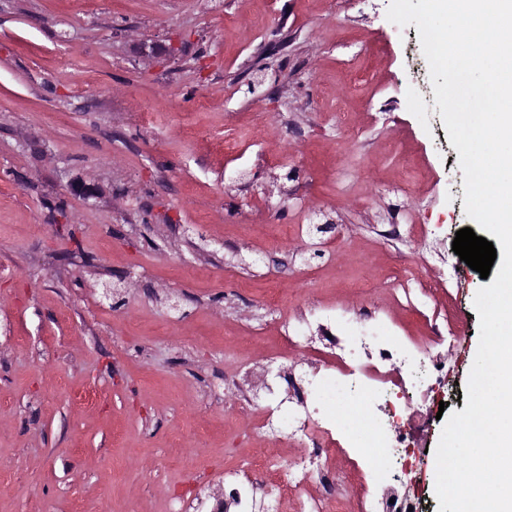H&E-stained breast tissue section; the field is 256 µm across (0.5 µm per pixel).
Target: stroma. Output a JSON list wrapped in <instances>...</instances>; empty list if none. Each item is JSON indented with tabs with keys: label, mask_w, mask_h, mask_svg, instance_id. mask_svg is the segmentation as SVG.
<instances>
[{
	"label": "stroma",
	"mask_w": 512,
	"mask_h": 512,
	"mask_svg": "<svg viewBox=\"0 0 512 512\" xmlns=\"http://www.w3.org/2000/svg\"><path fill=\"white\" fill-rule=\"evenodd\" d=\"M389 4L0 0V512L223 493L242 453L277 451L236 386L269 412L280 371L327 360L283 348L289 315L368 303L404 336L457 323L444 389L406 396L431 412L421 453L385 462L438 512L435 414L467 405L485 281L452 249L459 153Z\"/></svg>",
	"instance_id": "stroma-1"
}]
</instances>
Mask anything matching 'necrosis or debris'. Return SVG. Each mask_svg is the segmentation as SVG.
Listing matches in <instances>:
<instances>
[{
	"label": "necrosis or debris",
	"mask_w": 512,
	"mask_h": 512,
	"mask_svg": "<svg viewBox=\"0 0 512 512\" xmlns=\"http://www.w3.org/2000/svg\"><path fill=\"white\" fill-rule=\"evenodd\" d=\"M359 336H332L328 342L343 360V368H325L307 375L293 389L296 408L281 412L284 427L299 434L301 456L280 452L250 456L224 474V492L247 506L250 498L266 500L267 512H283L295 504L297 512H378L374 501L343 507L336 485V454L352 448L363 479L378 476L381 463L396 449L412 445L415 414L399 409L400 424L385 414L389 403L415 383L423 363L429 376L439 379L444 367L433 351L456 331L453 321L429 319L423 340L392 334L389 326L368 313L357 318Z\"/></svg>",
	"instance_id": "necrosis-or-debris-1"
}]
</instances>
